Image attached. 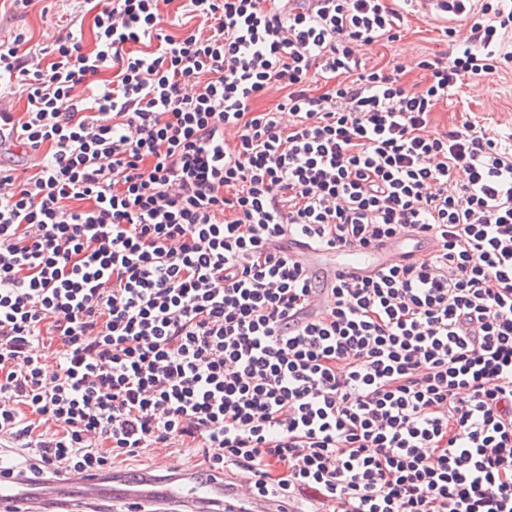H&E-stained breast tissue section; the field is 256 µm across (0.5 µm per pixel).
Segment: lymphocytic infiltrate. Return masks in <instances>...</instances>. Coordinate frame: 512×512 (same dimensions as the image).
<instances>
[{
	"instance_id": "1",
	"label": "lymphocytic infiltrate",
	"mask_w": 512,
	"mask_h": 512,
	"mask_svg": "<svg viewBox=\"0 0 512 512\" xmlns=\"http://www.w3.org/2000/svg\"><path fill=\"white\" fill-rule=\"evenodd\" d=\"M95 47L48 64L0 43L21 82L0 173V438L36 483L145 448L196 449L202 477L322 512H512V149L430 114L512 63V0H449L467 34L367 67L400 37L388 0H83ZM328 91L314 93L316 80ZM89 97L78 95V88ZM283 91L274 110L254 99ZM433 234L439 251L329 303L294 237L328 254ZM24 89L15 80L12 83L2 82V86L0 84V95L11 102L14 110L8 102L0 99V164H4L7 157H11L12 161L17 159L19 165L35 164L40 159V155L34 153L31 147L18 144L17 120L21 116L19 112H24L27 100Z\"/></svg>"
}]
</instances>
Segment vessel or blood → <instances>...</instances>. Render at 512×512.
Returning <instances> with one entry per match:
<instances>
[{
  "instance_id": "obj_1",
  "label": "vessel or blood",
  "mask_w": 512,
  "mask_h": 512,
  "mask_svg": "<svg viewBox=\"0 0 512 512\" xmlns=\"http://www.w3.org/2000/svg\"><path fill=\"white\" fill-rule=\"evenodd\" d=\"M18 113L13 112L8 102L0 99V164L6 158L17 159L22 164H34L40 159L31 147L18 143ZM438 248L434 237H416L414 243L406 245L394 240L375 249L350 248L341 252L339 264L321 269L307 265L311 278H332L338 273L362 274L371 269L387 265L399 259L404 253L413 257L432 256ZM157 475L149 481H142L139 472L133 471L114 475L105 480L100 473H83L78 481L77 494L84 500L103 497L125 502L131 512H137L140 505H175V512H200L203 505L215 503L227 512H237L239 506H246L247 512H292L293 506L285 499H266L252 495L248 481L233 480L197 482L190 476L169 470L166 463H156ZM64 491L59 482H40L35 491L29 492L18 487L10 466L0 461V512H52L57 507Z\"/></svg>"
}]
</instances>
